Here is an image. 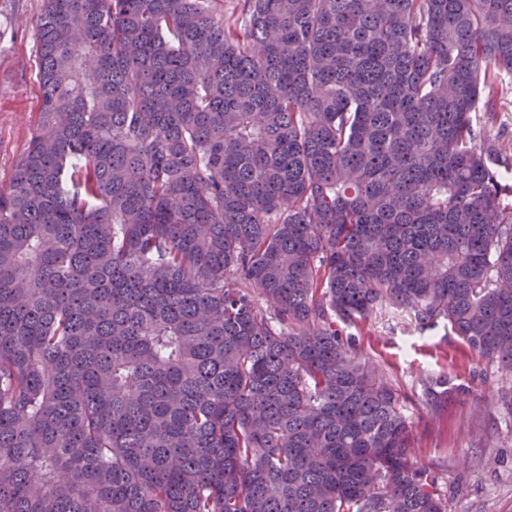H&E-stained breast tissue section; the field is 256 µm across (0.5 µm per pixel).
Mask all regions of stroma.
Returning <instances> with one entry per match:
<instances>
[{
	"instance_id": "1",
	"label": "stroma",
	"mask_w": 512,
	"mask_h": 512,
	"mask_svg": "<svg viewBox=\"0 0 512 512\" xmlns=\"http://www.w3.org/2000/svg\"><path fill=\"white\" fill-rule=\"evenodd\" d=\"M43 0H0V188L10 185L38 120L37 18ZM366 359L402 393L413 422L412 458L432 470L450 512H512V408L498 394L505 382L484 363L469 362L450 328L419 331L411 312L380 299L359 339ZM448 373L466 397L431 415L423 380Z\"/></svg>"
}]
</instances>
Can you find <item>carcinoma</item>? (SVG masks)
<instances>
[{"instance_id": "cac0c4a2", "label": "carcinoma", "mask_w": 512, "mask_h": 512, "mask_svg": "<svg viewBox=\"0 0 512 512\" xmlns=\"http://www.w3.org/2000/svg\"><path fill=\"white\" fill-rule=\"evenodd\" d=\"M0 191V512H449L344 327L512 380V0H44ZM464 387L424 381L437 414ZM490 139L512 140V94L501 98L493 125L489 128Z\"/></svg>"}]
</instances>
